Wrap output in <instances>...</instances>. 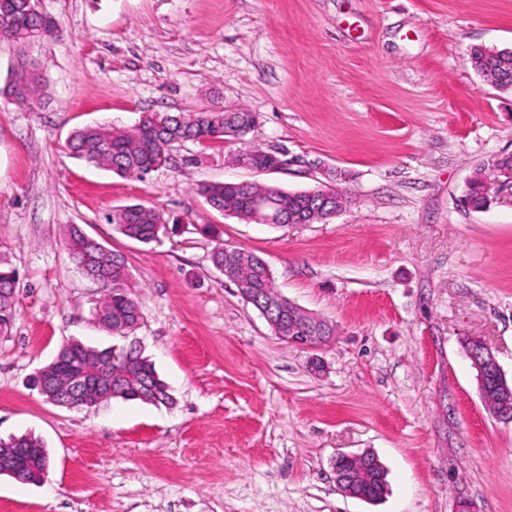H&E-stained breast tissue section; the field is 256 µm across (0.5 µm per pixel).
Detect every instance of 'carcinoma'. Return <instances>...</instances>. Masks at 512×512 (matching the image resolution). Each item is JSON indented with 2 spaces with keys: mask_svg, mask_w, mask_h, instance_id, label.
I'll use <instances>...</instances> for the list:
<instances>
[{
  "mask_svg": "<svg viewBox=\"0 0 512 512\" xmlns=\"http://www.w3.org/2000/svg\"><path fill=\"white\" fill-rule=\"evenodd\" d=\"M0 5V41L26 46L30 37L52 41L58 37L56 21L31 10L30 0H6ZM472 68L480 73L488 71L499 76V86H512V51L474 47L469 54ZM43 77L37 64L24 57L17 60L9 81L3 89L14 103L34 108L40 97ZM256 118L244 109L236 112L210 110L208 112L161 113L144 112L131 130L110 124L89 126L75 131L67 141L74 157L97 167H103L124 178L144 179L156 168L169 162V152L176 145L186 142L201 143L207 140L244 138L254 127ZM491 176L478 171L467 184L466 200L474 208L487 205L484 188ZM198 192L215 210L246 223L253 222V204H265L264 212L274 217L285 213L288 223L302 224L308 220L310 210L316 205L306 192L291 193L262 182H224L206 184ZM112 224L123 236L149 244L159 239L164 228L162 217L151 207L134 204L112 213ZM68 256L76 268L87 278L104 289L96 304L94 319L97 325L112 335L127 336L135 331L142 319L140 303L131 295L129 273L125 258L108 252L96 239L88 236L76 224L68 227L65 241ZM213 267L224 271L225 263L233 269L236 288H250L263 297L276 300L281 295L275 287L272 273L258 255L237 248L215 246L210 253ZM18 305L17 275L8 263L0 259V336L11 334ZM301 310L288 306L281 317L271 325L277 336L288 335V327L298 326ZM81 366L96 373L104 372L112 378V388L87 397L80 405L93 404L96 399L138 400L152 405H168L172 396L168 385L159 377L153 363L140 346L132 343L116 350L111 346L97 348L77 342L63 344L53 360L40 368L34 377V387L46 384L50 390L41 395L50 403L60 399L68 401L72 389L71 369ZM484 399L493 411L504 409L501 390L494 379L486 384ZM13 462L8 473L20 482H35L50 463V456L43 442L31 435L0 439V458ZM387 471L381 466L368 470L356 478L353 491L375 501L388 491Z\"/></svg>",
  "mask_w": 512,
  "mask_h": 512,
  "instance_id": "1",
  "label": "carcinoma"
}]
</instances>
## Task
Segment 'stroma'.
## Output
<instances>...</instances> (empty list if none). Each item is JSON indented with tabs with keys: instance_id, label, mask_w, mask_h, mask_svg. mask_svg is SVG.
Returning a JSON list of instances; mask_svg holds the SVG:
<instances>
[{
	"instance_id": "1",
	"label": "stroma",
	"mask_w": 512,
	"mask_h": 512,
	"mask_svg": "<svg viewBox=\"0 0 512 512\" xmlns=\"http://www.w3.org/2000/svg\"><path fill=\"white\" fill-rule=\"evenodd\" d=\"M58 24L28 53L34 108L0 96V257L18 311L0 338V439L31 433L46 480L0 476V512H512V423L479 398L466 340L512 382V184L483 210L468 180L512 153V90L471 48L512 50V0H39ZM243 108L244 140L185 143L145 179L75 159L92 123ZM256 146L301 165L232 163ZM323 185L352 201L325 223L275 228L213 210L200 185ZM144 204L167 230L128 239L113 209ZM78 224L127 262L134 337L174 398L45 401L33 375L61 344L125 345L95 323L101 288L70 261ZM260 256L276 287L336 326L290 346L215 270V243ZM320 369H312V361ZM374 453L375 502L334 482L340 453Z\"/></svg>"
}]
</instances>
